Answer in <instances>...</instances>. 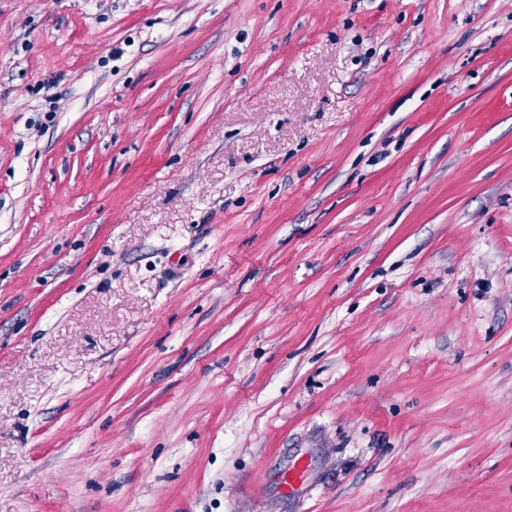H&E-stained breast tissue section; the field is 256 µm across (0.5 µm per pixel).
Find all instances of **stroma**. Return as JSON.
<instances>
[{
	"instance_id": "stroma-1",
	"label": "stroma",
	"mask_w": 512,
	"mask_h": 512,
	"mask_svg": "<svg viewBox=\"0 0 512 512\" xmlns=\"http://www.w3.org/2000/svg\"><path fill=\"white\" fill-rule=\"evenodd\" d=\"M0 512H512V0H0Z\"/></svg>"
}]
</instances>
